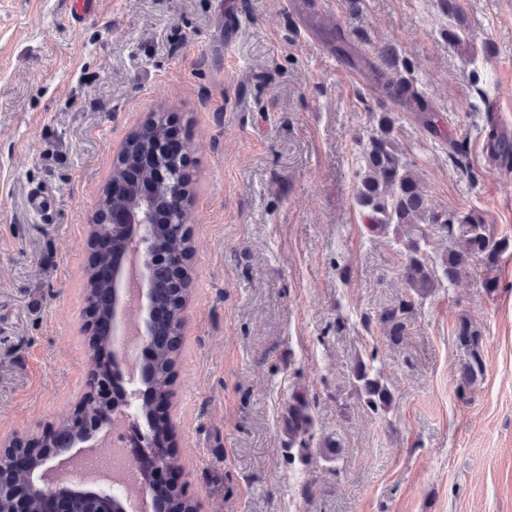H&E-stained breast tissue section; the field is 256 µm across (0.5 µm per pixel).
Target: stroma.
Returning <instances> with one entry per match:
<instances>
[{"instance_id": "1", "label": "stroma", "mask_w": 512, "mask_h": 512, "mask_svg": "<svg viewBox=\"0 0 512 512\" xmlns=\"http://www.w3.org/2000/svg\"><path fill=\"white\" fill-rule=\"evenodd\" d=\"M350 43L406 61L438 120L400 114L398 143L432 206L474 208L512 237V0H463L468 48L439 0H330ZM0 0V443L43 434L87 390L89 222L127 135L162 111L191 144L194 250L169 421L197 512H512V250L441 287L399 345L379 322L410 290L393 233L374 234L355 187L374 115L283 0ZM465 154L455 158V144ZM50 208L31 209L33 194ZM485 374L460 390V316ZM392 391L373 413L352 371ZM315 440L341 456L289 463L294 390Z\"/></svg>"}]
</instances>
